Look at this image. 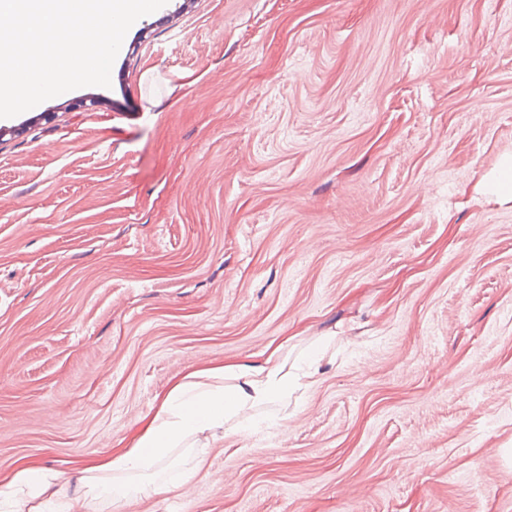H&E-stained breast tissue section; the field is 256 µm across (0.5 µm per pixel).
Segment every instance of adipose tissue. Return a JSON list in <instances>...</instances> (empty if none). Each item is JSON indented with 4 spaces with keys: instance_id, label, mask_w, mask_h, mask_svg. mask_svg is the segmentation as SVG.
<instances>
[{
    "instance_id": "1",
    "label": "adipose tissue",
    "mask_w": 512,
    "mask_h": 512,
    "mask_svg": "<svg viewBox=\"0 0 512 512\" xmlns=\"http://www.w3.org/2000/svg\"><path fill=\"white\" fill-rule=\"evenodd\" d=\"M320 352L294 362L268 360L266 365L224 364L192 370L164 396L132 447L84 464L78 471L82 493L69 494L60 472L25 464L0 483V497L14 512H95L108 501L114 512L131 498H151L179 489L196 477L199 464L173 461L175 449H193L198 435L216 430L236 434L257 420H288L294 393L318 384ZM167 471L157 480L159 471Z\"/></svg>"
}]
</instances>
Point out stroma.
Masks as SVG:
<instances>
[{
	"mask_svg": "<svg viewBox=\"0 0 512 512\" xmlns=\"http://www.w3.org/2000/svg\"><path fill=\"white\" fill-rule=\"evenodd\" d=\"M512 0H168L0 119V481L188 371L334 361L121 512H512Z\"/></svg>",
	"mask_w": 512,
	"mask_h": 512,
	"instance_id": "1",
	"label": "stroma"
}]
</instances>
